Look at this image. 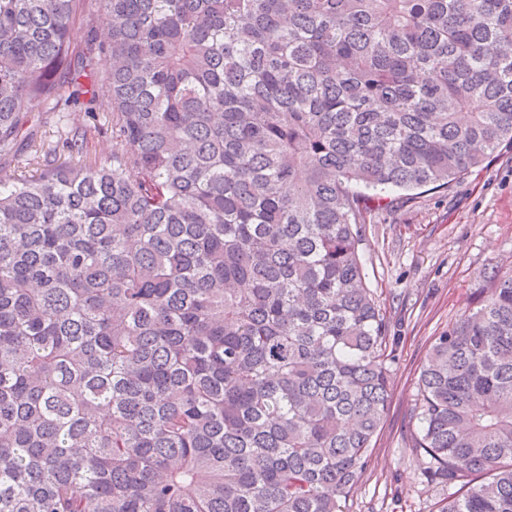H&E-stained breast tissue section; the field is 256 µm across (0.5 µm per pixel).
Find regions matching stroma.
<instances>
[{"instance_id":"1","label":"stroma","mask_w":512,"mask_h":512,"mask_svg":"<svg viewBox=\"0 0 512 512\" xmlns=\"http://www.w3.org/2000/svg\"><path fill=\"white\" fill-rule=\"evenodd\" d=\"M366 282L387 325L391 400L349 512H440L448 487L427 479L417 394L428 349L473 308L485 272L512 266V145L448 187L417 190L401 207H375L362 226Z\"/></svg>"}]
</instances>
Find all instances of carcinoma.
Segmentation results:
<instances>
[{"label":"carcinoma","mask_w":512,"mask_h":512,"mask_svg":"<svg viewBox=\"0 0 512 512\" xmlns=\"http://www.w3.org/2000/svg\"><path fill=\"white\" fill-rule=\"evenodd\" d=\"M0 0V512H347L388 409L361 224L512 145V0ZM100 52L95 79L75 68ZM111 119L28 132L70 87ZM441 512H512V270L433 342Z\"/></svg>","instance_id":"1"}]
</instances>
